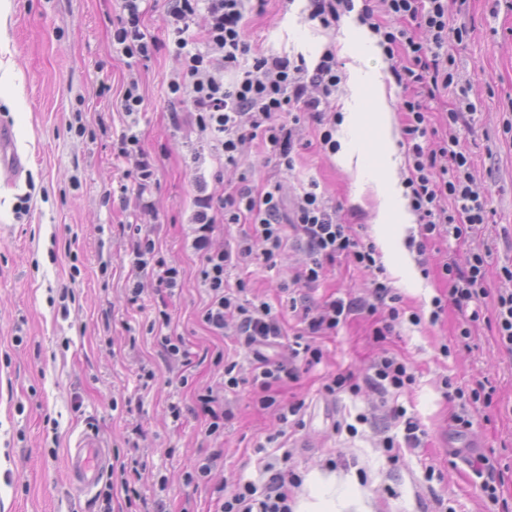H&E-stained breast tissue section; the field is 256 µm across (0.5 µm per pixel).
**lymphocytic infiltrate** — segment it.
<instances>
[{"label": "lymphocytic infiltrate", "instance_id": "1", "mask_svg": "<svg viewBox=\"0 0 512 512\" xmlns=\"http://www.w3.org/2000/svg\"><path fill=\"white\" fill-rule=\"evenodd\" d=\"M141 0H123V15L112 33V42L127 58L150 59L158 49L156 39L142 28ZM267 0H169L163 16L168 46L180 58L182 70L167 84L172 105L170 120L180 124V106H190L200 139L213 159L236 164L246 139L260 140L274 158V173L261 192H254L246 179L224 192L210 190L205 177L195 181L191 222L193 245L204 263L200 279L208 299L200 318L214 334L232 331L239 344L251 354V377L243 379L238 363L225 360L217 389H206L197 400L208 415L207 431L223 433L230 414L224 395L243 382L256 389L260 409H275L281 423H289L303 408L302 402L282 400L288 383L298 378L295 368L271 359L267 351L279 345L285 327L271 305L262 298L242 301L247 282L237 277L242 265L257 259L275 267L288 239H295L307 262L295 285L312 286L323 278L325 264L344 258L359 269L373 273L374 302L355 303L332 299L323 307L303 306L291 349L293 359L307 367L318 365L323 352L319 336L335 331L358 313L376 315L379 304L389 306V319L375 327L374 336L391 335L396 322L409 318L420 323L418 313H405L378 262L374 244L363 243L350 225L344 224L317 182L295 193L286 204L284 172L293 170L301 145V122L311 121L322 151L337 147L336 111L332 106L343 76L334 47H325L315 61L303 55H274L252 52L244 38L246 13H264ZM309 20L328 29L342 17L356 14L360 24L379 38L389 63L388 71L402 90L397 110L402 116V144L406 148L405 187L409 206L417 217L418 253L429 241H467L484 230L488 222L487 199L474 190L471 156L461 137L470 128L473 105L456 101L442 114L440 125H432L430 103L443 100L454 84L451 61L442 48L449 39H462L465 27L449 24L448 0H306ZM143 96L138 80H129L120 100L126 124L115 144L120 158L135 161L132 177L140 209H152V179L155 162L143 151L136 132ZM220 224H245L249 230L218 247L213 234ZM136 271L150 270L158 285L179 287L181 272L166 264L150 234L134 227L130 237ZM489 261L487 254L474 253L466 267L443 263L438 275L446 292L434 298L431 321H438L447 307L461 310L486 297ZM503 286L494 310L496 342L512 353V265L502 266ZM369 384L383 395L399 396L414 382L406 363L391 352L371 367ZM269 477L264 487L253 483L237 485L230 493L217 495L214 512H293V490L299 478L293 472L274 470L264 463Z\"/></svg>", "mask_w": 512, "mask_h": 512}]
</instances>
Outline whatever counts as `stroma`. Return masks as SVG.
<instances>
[{"label":"stroma","instance_id":"obj_1","mask_svg":"<svg viewBox=\"0 0 512 512\" xmlns=\"http://www.w3.org/2000/svg\"><path fill=\"white\" fill-rule=\"evenodd\" d=\"M9 2L0 24V116L13 123L28 163L15 187L0 186V512H98L94 497L72 491L64 471L66 448L86 431L115 455H126L128 439H135L144 464L139 490L147 501L163 498L172 512L185 504L211 512L215 487L263 484L262 456L299 475L294 512H512V355L498 350L487 322L503 286L499 269L512 262V0H468L465 14L452 18L467 36L448 43L457 82L475 107L462 139L476 185L489 199L490 222L468 242L436 240L426 250L433 268L447 260L462 265L470 252L491 249L482 320L473 323L468 312L452 310L430 323L432 300L444 286L424 277L407 246L415 225H386L394 258L385 275L421 323L402 322L383 340L373 336L368 319L339 325L318 340L321 364L299 370L283 391L303 401V428L282 434L281 423L256 408L245 384L228 396L235 417L220 438L208 436L196 397L220 378L218 352L236 355L245 376L250 359L235 337L213 335L200 320L207 301L198 275L203 256L191 246L188 221L196 176L213 178L216 168L191 121L177 127L169 118L167 83L180 63L163 46L166 2L151 0L142 18L147 36L161 43L147 61L112 48L121 0ZM357 24L351 14L326 30L307 20L302 0H269L263 15L247 18L246 40L255 51L300 53L312 61L325 46L351 37ZM132 73L144 96L140 145L156 161L151 214L140 212L126 189L133 160L116 157L112 148L123 129L120 97ZM304 137L311 145L285 174L287 184L318 182L342 221L374 241L381 170L370 147L373 131L336 128L341 148L364 154L359 168L315 146L313 127ZM134 224L151 230L161 257L180 269L182 285L170 291L145 279L141 300L132 304L127 238ZM304 260L291 240L275 270L252 264L243 272L251 282L246 298L270 302L290 335L302 325L281 287ZM371 290L370 274L342 262L326 267L320 285L303 294L319 307L334 296L367 299ZM161 307L193 354L188 382L165 361L151 328ZM465 322L472 331L466 350L452 337ZM385 349L415 378L397 403L424 430L421 447H404L403 428L380 407L377 391L334 397L321 391L324 375L365 376ZM143 365L155 373L146 389L138 377ZM446 379L466 391L489 380L496 389L492 408L469 406L470 427L456 425L451 416L458 404L443 394ZM174 403L185 409L181 418L170 413ZM360 413L370 421L357 434L337 430L339 421ZM274 435L291 459L268 446ZM387 435L395 449L382 448ZM481 456L504 476L495 505L481 490L485 472L471 466ZM205 460L212 463L208 481H188V472Z\"/></svg>","mask_w":512,"mask_h":512}]
</instances>
